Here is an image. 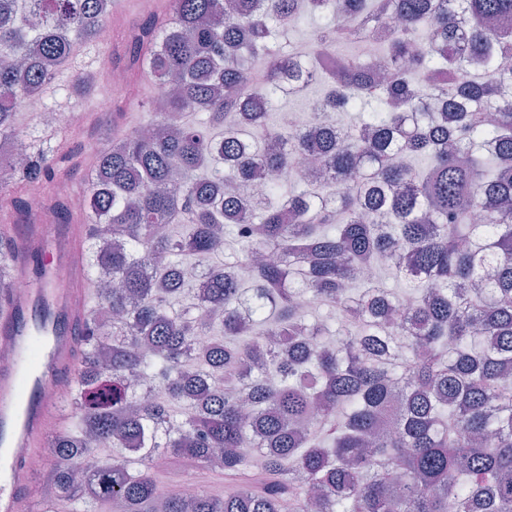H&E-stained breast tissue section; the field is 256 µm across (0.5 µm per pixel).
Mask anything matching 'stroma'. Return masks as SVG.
Masks as SVG:
<instances>
[{
  "label": "stroma",
  "instance_id": "stroma-1",
  "mask_svg": "<svg viewBox=\"0 0 512 512\" xmlns=\"http://www.w3.org/2000/svg\"><path fill=\"white\" fill-rule=\"evenodd\" d=\"M170 15L171 0H117L108 17L112 29L111 42L83 48L73 67L63 70L41 98L21 105L18 126L28 137L39 139L45 136L40 115L45 105L52 102L67 107L75 120L85 127L83 138H75L68 132L59 137L55 174L61 177L67 192L55 200L58 213L56 223L51 226L52 231L60 234L81 223L82 213L77 201L85 193L91 165L98 151L107 147L112 139L147 120V107L156 104L159 93L149 76L137 73L129 83L116 85L112 83L109 72L116 58H129L133 50L128 40L130 29ZM79 71L93 78L91 89L83 94L72 89L74 75ZM154 475L169 490H179L182 483L192 481L208 494L218 497L236 483L233 476L206 469L182 470L174 459L158 462Z\"/></svg>",
  "mask_w": 512,
  "mask_h": 512
}]
</instances>
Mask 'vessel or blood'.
Here are the masks:
<instances>
[{"label": "vessel or blood", "mask_w": 512, "mask_h": 512, "mask_svg": "<svg viewBox=\"0 0 512 512\" xmlns=\"http://www.w3.org/2000/svg\"><path fill=\"white\" fill-rule=\"evenodd\" d=\"M82 231L50 240L45 227L26 237L0 229L17 256L10 283L0 284V512H31L52 422L83 366L89 333L88 281ZM52 244L37 278L26 275L32 250Z\"/></svg>", "instance_id": "1"}]
</instances>
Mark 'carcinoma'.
<instances>
[{
	"label": "carcinoma",
	"instance_id": "cac0c4a2",
	"mask_svg": "<svg viewBox=\"0 0 512 512\" xmlns=\"http://www.w3.org/2000/svg\"><path fill=\"white\" fill-rule=\"evenodd\" d=\"M111 5L0 0V145L25 154L0 161L1 189L52 178L58 148L16 114L100 42ZM171 7L134 39L161 92L154 135L100 151L82 200L91 333L39 512H157L158 461L219 455L235 474L252 451L263 489L170 492L164 512H308L310 490L318 512H512V0ZM322 15L310 55L281 41ZM383 22L395 70L337 52ZM284 77L352 126L274 123ZM263 176L257 203L226 188ZM376 269L406 294L361 276ZM103 444L111 457L72 482Z\"/></svg>",
	"mask_w": 512,
	"mask_h": 512
}]
</instances>
